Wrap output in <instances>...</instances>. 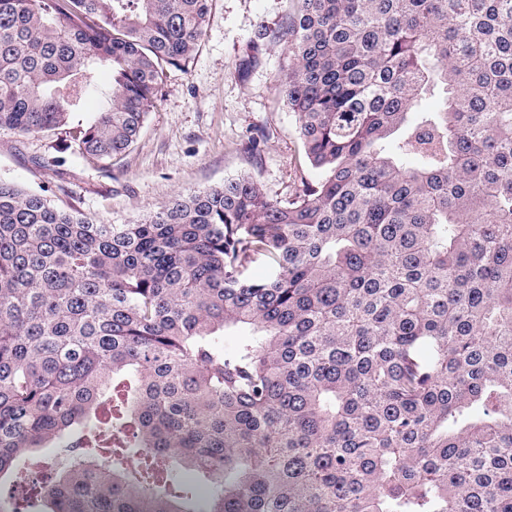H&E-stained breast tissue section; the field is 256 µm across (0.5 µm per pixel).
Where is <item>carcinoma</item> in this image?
Wrapping results in <instances>:
<instances>
[{"label": "carcinoma", "instance_id": "cac0c4a2", "mask_svg": "<svg viewBox=\"0 0 512 512\" xmlns=\"http://www.w3.org/2000/svg\"><path fill=\"white\" fill-rule=\"evenodd\" d=\"M291 2L287 198L103 224L0 179V512H512V0ZM208 12L0 0V129L112 168ZM112 82V73L107 68L99 69L97 73L96 85L85 95V109L87 112L81 113V117L89 119L93 112H97L103 105L102 93L110 86Z\"/></svg>", "mask_w": 512, "mask_h": 512}]
</instances>
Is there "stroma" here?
<instances>
[{"label": "stroma", "mask_w": 512, "mask_h": 512, "mask_svg": "<svg viewBox=\"0 0 512 512\" xmlns=\"http://www.w3.org/2000/svg\"><path fill=\"white\" fill-rule=\"evenodd\" d=\"M209 5L196 53L185 67L168 68L159 106L111 172L71 154L65 131L33 137L0 129V178L108 224L135 222L173 196L247 173L269 196L292 194L312 171L277 85L286 46L254 39L260 26H286L290 0ZM253 135L261 143L251 154Z\"/></svg>", "instance_id": "35a3bbf8"}]
</instances>
